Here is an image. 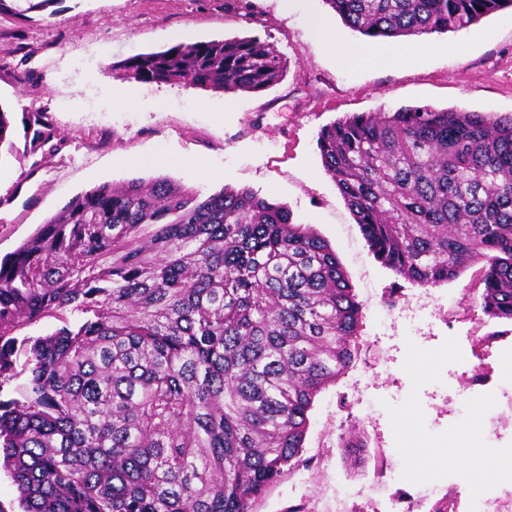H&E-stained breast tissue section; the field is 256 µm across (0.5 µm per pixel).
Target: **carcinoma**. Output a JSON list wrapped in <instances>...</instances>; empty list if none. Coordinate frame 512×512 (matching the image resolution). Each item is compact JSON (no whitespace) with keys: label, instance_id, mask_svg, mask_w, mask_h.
<instances>
[{"label":"carcinoma","instance_id":"carcinoma-1","mask_svg":"<svg viewBox=\"0 0 512 512\" xmlns=\"http://www.w3.org/2000/svg\"><path fill=\"white\" fill-rule=\"evenodd\" d=\"M369 38L459 31L512 0H324ZM139 83L261 92L260 38L179 43L112 67ZM29 151L63 142L43 112ZM317 148L373 255L433 287L476 268L512 323V116L429 104L354 114ZM57 321L47 334L30 326ZM362 305L335 252L248 188L95 186L0 261V469L21 512H252L349 369ZM24 362L14 373L15 360Z\"/></svg>","mask_w":512,"mask_h":512}]
</instances>
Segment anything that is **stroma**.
Here are the masks:
<instances>
[{
    "label": "stroma",
    "mask_w": 512,
    "mask_h": 512,
    "mask_svg": "<svg viewBox=\"0 0 512 512\" xmlns=\"http://www.w3.org/2000/svg\"><path fill=\"white\" fill-rule=\"evenodd\" d=\"M320 15L335 37L325 48L309 24ZM258 36L288 61L278 85L257 93L178 84L122 83L112 66L175 45ZM414 59L390 63L355 54L368 39L323 0H0V108L11 141L0 145V258L77 194L99 184L168 177L208 197L248 188L287 206L335 251L363 305L360 352L316 397L293 468L253 512H441L449 495L471 498L472 472L449 463L473 440L461 427L477 413L497 459L512 455V405L477 412L512 356V325L487 317L474 273L436 287L396 275L375 259L316 141L338 119L428 103L490 117L512 115V7L469 28L428 35ZM127 86L131 105L113 90ZM46 113L63 135L56 151L25 154L30 113ZM196 156L224 170L205 183L193 170L145 164L157 150ZM137 156L121 167L117 157ZM482 364V374L468 372ZM421 426L433 451L425 478L403 423ZM357 435L363 447L347 448Z\"/></svg>",
    "instance_id": "stroma-1"
}]
</instances>
